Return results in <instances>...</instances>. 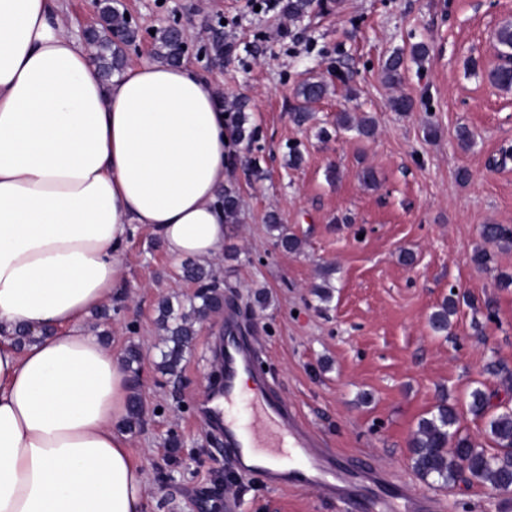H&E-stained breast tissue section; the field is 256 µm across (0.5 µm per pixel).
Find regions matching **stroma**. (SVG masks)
Returning a JSON list of instances; mask_svg holds the SVG:
<instances>
[{"mask_svg":"<svg viewBox=\"0 0 512 512\" xmlns=\"http://www.w3.org/2000/svg\"><path fill=\"white\" fill-rule=\"evenodd\" d=\"M118 2L140 31L125 50L128 64L153 56V31L177 22L191 41L185 62L222 96L248 103L258 137L237 153L259 158L267 177L253 182L232 168L242 221L229 225L213 270L225 313L260 344L276 391L339 460L429 492L443 512H512V494L465 479L451 487L420 479L409 452L439 401L457 409L461 433L488 451L495 443L484 418L469 413V391L481 388L512 408V388L493 372L498 363L512 368V288L498 286L500 275H512V249L495 251L485 267L471 260L482 225H512V91L486 78L499 63L493 36L512 23V0H340L298 20L280 8L254 13L249 0ZM218 27L231 47L219 67L197 54ZM418 42L428 55L406 61L399 83L385 82L386 58ZM469 58L477 73L466 72ZM314 76L330 90L299 126L296 89ZM400 95L413 99V111L392 110ZM343 112L373 116L374 135L337 128ZM430 123L433 138L424 135ZM462 126L474 139L466 149L456 137ZM292 149L302 156L296 167L288 164ZM366 169L374 183L362 181ZM271 212L300 240L298 250L277 246ZM182 265L156 237L136 232L117 312L88 321L117 355L133 343L143 352V420L129 446L145 475L147 512H226L210 490L228 466L202 407L223 316L198 328L180 377L155 368L159 302L185 303L196 291ZM324 278L326 301L313 292ZM260 289L268 296L262 306L253 300ZM449 298L451 326L435 334L430 316ZM172 430L184 442L176 464L164 445ZM237 488L241 512H338L314 490L275 488L258 474Z\"/></svg>","mask_w":512,"mask_h":512,"instance_id":"35a3bbf8","label":"stroma"}]
</instances>
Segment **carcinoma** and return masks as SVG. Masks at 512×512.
I'll return each mask as SVG.
<instances>
[{
  "label": "carcinoma",
  "instance_id": "cac0c4a2",
  "mask_svg": "<svg viewBox=\"0 0 512 512\" xmlns=\"http://www.w3.org/2000/svg\"><path fill=\"white\" fill-rule=\"evenodd\" d=\"M115 0H99L97 25L87 31L86 42L94 50V61L104 77L109 80L121 72L125 65V47L135 42L139 30L125 18V13L114 6ZM317 0H285L283 10L292 19L307 15ZM498 53L502 57L512 54V23L500 26L495 35ZM213 60L222 62L229 52L224 43V32L215 30L210 36ZM155 54L158 58L177 64L182 59L180 51V32L170 26L160 29L155 35ZM404 66L403 52H393L384 65V79L395 84L401 79ZM489 83L503 91H512V70L499 65L488 74ZM329 85L321 78H308L297 88L296 96L301 105L294 111V120L304 124L311 120L309 106L326 96ZM246 101L234 98L224 101V111L233 115L231 131L239 141L252 142L255 128L249 125V116L245 112ZM338 125L358 136L369 138L376 129L374 118L363 114L353 118L343 116ZM219 201L224 207V222L236 224L239 221L241 202L239 191L233 186L224 187ZM270 229L278 232L277 244L286 251H294L299 240L286 232L278 223L276 215L268 216ZM480 235L485 242L500 249L512 247V225L485 224ZM186 276L195 282L197 290L189 306L173 308L167 299L159 303V329L163 332V347L156 366L161 373L178 376L182 363L189 353L196 324L224 310V289L217 282L213 270L198 264L185 268ZM455 313L453 300L444 302L430 317L432 330L437 334L448 332L450 316ZM490 396L482 389L475 388L469 394L468 410L475 416L486 418L488 433L497 444L498 451L489 454L478 449L467 436L458 432V414L445 405H438L428 418L419 421L411 443V462L415 473L423 480L432 478L444 486H451L463 475L471 481L486 483L495 490L507 491L512 484V409L489 413ZM143 418V406L138 390L129 396L128 411L124 427L133 430L140 426Z\"/></svg>",
  "mask_w": 512,
  "mask_h": 512
}]
</instances>
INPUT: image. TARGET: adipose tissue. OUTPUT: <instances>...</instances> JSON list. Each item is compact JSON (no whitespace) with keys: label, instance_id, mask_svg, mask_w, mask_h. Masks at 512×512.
Masks as SVG:
<instances>
[{"label":"adipose tissue","instance_id":"ef3b65f1","mask_svg":"<svg viewBox=\"0 0 512 512\" xmlns=\"http://www.w3.org/2000/svg\"><path fill=\"white\" fill-rule=\"evenodd\" d=\"M232 143L194 67L103 81L56 0H0V512H146L118 428L130 375L86 319L137 230L175 259L223 254Z\"/></svg>","mask_w":512,"mask_h":512}]
</instances>
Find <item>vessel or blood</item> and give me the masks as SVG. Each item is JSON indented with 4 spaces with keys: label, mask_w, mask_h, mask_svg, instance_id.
Masks as SVG:
<instances>
[{
    "label": "vessel or blood",
    "mask_w": 512,
    "mask_h": 512,
    "mask_svg": "<svg viewBox=\"0 0 512 512\" xmlns=\"http://www.w3.org/2000/svg\"><path fill=\"white\" fill-rule=\"evenodd\" d=\"M259 350L240 336L234 319L224 324V388L220 409L224 416V444L237 471L244 476L259 472L276 486L319 489L346 512H435L433 496L405 490L393 496L390 482L380 474L369 476L343 468L338 459L316 450L298 412L275 395H245L242 375L261 380ZM249 402V425L236 415L241 402Z\"/></svg>",
    "instance_id": "1"
}]
</instances>
